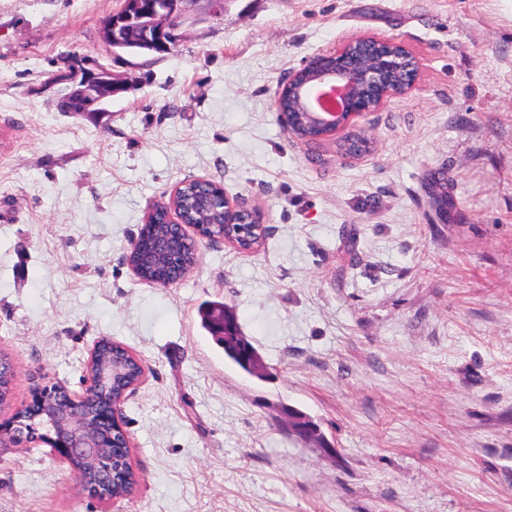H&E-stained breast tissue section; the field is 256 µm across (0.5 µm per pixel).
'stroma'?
Instances as JSON below:
<instances>
[{
    "label": "stroma",
    "instance_id": "1",
    "mask_svg": "<svg viewBox=\"0 0 512 512\" xmlns=\"http://www.w3.org/2000/svg\"><path fill=\"white\" fill-rule=\"evenodd\" d=\"M120 5L0 0V354L14 410L38 384L84 393L101 339L135 354L138 484L102 501L48 447L5 450L0 512H512V0H226L170 54L116 58L100 22ZM360 35L401 40L420 76L358 118L373 149L349 157L288 133L276 92ZM69 53L129 90L62 114L39 87ZM192 178L268 234L143 282L146 212ZM207 301L268 380L225 360ZM224 322L231 321L234 324V333L230 336L223 335L216 326V321L223 317ZM202 328L212 337L214 342L224 350V355L235 363L240 369L259 380L266 378V373L257 366L254 357L259 359L258 353L251 343L242 335L241 327L235 315L224 311V303L213 302L199 310ZM244 343V344H242ZM247 347L251 356H247Z\"/></svg>",
    "mask_w": 512,
    "mask_h": 512
}]
</instances>
